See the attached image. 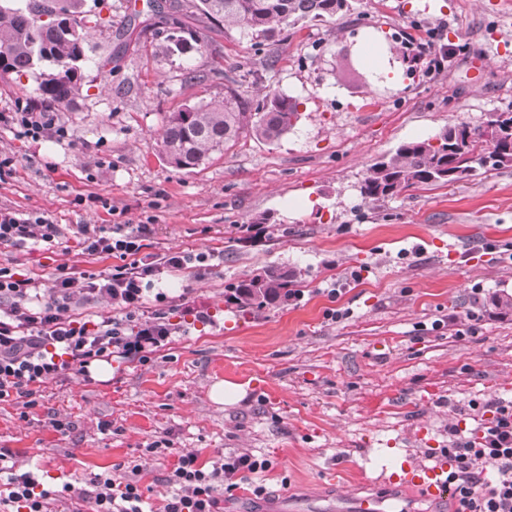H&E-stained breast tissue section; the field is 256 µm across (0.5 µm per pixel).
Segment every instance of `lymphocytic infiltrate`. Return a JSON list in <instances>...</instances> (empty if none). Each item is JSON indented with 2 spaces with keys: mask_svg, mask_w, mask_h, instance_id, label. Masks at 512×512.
Segmentation results:
<instances>
[{
  "mask_svg": "<svg viewBox=\"0 0 512 512\" xmlns=\"http://www.w3.org/2000/svg\"><path fill=\"white\" fill-rule=\"evenodd\" d=\"M11 121L21 135L33 138L54 131L55 110L28 100L18 101ZM149 229L115 228L105 234L100 226L79 227L84 253L116 258L110 271L75 276L60 272L48 294H41L35 278L0 267V401L16 396L34 399L49 380L66 371L86 372L92 362L142 359L177 331L161 315L142 316L149 278L166 269H181L189 257L182 252L149 254L144 241ZM62 230L36 212L0 209V245L51 248ZM98 298L112 301L118 316L83 324L72 320L76 302ZM490 419L467 430L448 429V483L455 512H512V400L488 401ZM268 460L250 454L230 455L212 470H204L193 453L180 455L169 481L177 491L164 512H221L217 483L233 491L239 479L266 471ZM6 474L7 502L24 512H45L53 490L42 488L34 473L17 472L9 451L0 450V474ZM63 494L91 504L92 512H144L143 494L136 478L118 482L99 475L90 488L63 485Z\"/></svg>",
  "mask_w": 512,
  "mask_h": 512,
  "instance_id": "f902f5d3",
  "label": "lymphocytic infiltrate"
}]
</instances>
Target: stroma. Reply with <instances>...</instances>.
<instances>
[{"instance_id":"1","label":"stroma","mask_w":512,"mask_h":512,"mask_svg":"<svg viewBox=\"0 0 512 512\" xmlns=\"http://www.w3.org/2000/svg\"><path fill=\"white\" fill-rule=\"evenodd\" d=\"M145 3L85 0L112 27L92 31L81 91L56 111L63 137L0 121V208L63 231L48 250L0 245V265L49 289L59 266L113 265L83 254L79 225L146 224L149 252L202 253L208 268L155 281L166 299L147 305L180 331L147 361L112 359L106 379L67 372L31 408L0 401V448L52 489L139 467L147 512H163L188 452L207 469L229 454L269 460L233 494L217 489L224 512H331L369 494L389 512H432L398 476L447 447L449 425L475 427L473 403L512 399V168L379 201L357 183L400 144L512 107V0H355L258 45L209 30L206 52L173 55L122 37L142 28ZM373 38L463 51L396 84L366 70L360 44ZM228 86L295 97L293 130L275 144L240 137L193 169L168 164L166 113ZM266 266L300 272V298L237 308L231 284ZM221 380L243 399L212 402ZM161 439L168 449L149 451Z\"/></svg>"}]
</instances>
